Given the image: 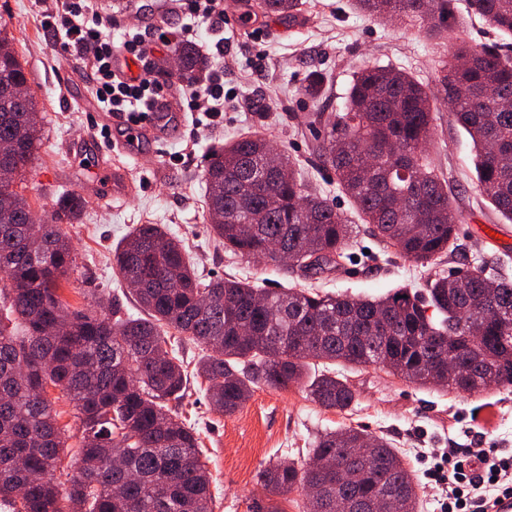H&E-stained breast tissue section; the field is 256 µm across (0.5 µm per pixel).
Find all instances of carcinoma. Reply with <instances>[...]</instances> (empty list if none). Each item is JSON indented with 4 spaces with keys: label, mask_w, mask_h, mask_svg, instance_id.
<instances>
[{
    "label": "carcinoma",
    "mask_w": 512,
    "mask_h": 512,
    "mask_svg": "<svg viewBox=\"0 0 512 512\" xmlns=\"http://www.w3.org/2000/svg\"><path fill=\"white\" fill-rule=\"evenodd\" d=\"M302 0H261L268 16L293 17ZM373 17L422 20L430 39L452 40L453 0H354ZM490 28L512 35V0H471ZM0 23V167L22 177L42 142L44 114L28 87L13 40ZM180 79L194 83L208 67L190 43L177 42ZM440 90L389 65L353 76L345 111L319 147L324 164L383 248L424 267L448 253L461 214L448 180L423 152L432 136L433 104H451L469 134L479 190L512 221V60L497 48L456 44L440 61ZM477 92L461 98L457 92ZM270 146L254 132L213 151L204 169L208 220L224 249L242 258L281 248L296 265L346 256L354 225L301 179L287 154L268 165ZM86 199L63 192L41 223H29L27 198L0 184V297L14 315L0 321V512H212L209 472L194 425L169 402L191 374L209 401L238 411L259 384H305L308 398L344 411L356 401L331 365L384 368L391 359L405 379L457 394L512 387V280L480 266L434 276L414 292L377 298L313 288H257L232 278L201 281L180 241L159 224H138L115 249L118 278L143 315L73 309L59 294L75 266L63 221ZM294 265V266H296ZM289 265L287 269L294 270ZM481 319L472 339L469 324ZM204 355L189 372L169 329ZM456 365L452 372L448 364ZM57 388L75 403L78 450L65 454L64 430L48 397ZM77 465L66 489L52 480L63 463ZM355 500V512L383 494L382 512H417L418 483L391 443L353 427L317 437L306 456L272 461L257 473L267 502L258 512H285L275 498L305 497L302 512H333L309 488Z\"/></svg>",
    "instance_id": "obj_1"
}]
</instances>
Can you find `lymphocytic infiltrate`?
I'll return each instance as SVG.
<instances>
[{
	"label": "lymphocytic infiltrate",
	"mask_w": 512,
	"mask_h": 512,
	"mask_svg": "<svg viewBox=\"0 0 512 512\" xmlns=\"http://www.w3.org/2000/svg\"><path fill=\"white\" fill-rule=\"evenodd\" d=\"M46 28L59 35L62 53L89 57L94 93L110 112H145L163 90L152 75V49L145 34L136 32L122 44L139 61L140 75L119 76L113 65L112 40L102 29L95 0H59L55 13L44 18ZM187 111L208 118L224 110V72L216 70L207 84L183 91ZM431 477L444 488L440 512H490L500 498L512 497V457H498L482 448L465 455L449 450L431 468Z\"/></svg>",
	"instance_id": "f902f5d3"
}]
</instances>
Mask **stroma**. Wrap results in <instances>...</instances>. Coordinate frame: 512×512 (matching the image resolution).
<instances>
[{"label": "stroma", "mask_w": 512, "mask_h": 512, "mask_svg": "<svg viewBox=\"0 0 512 512\" xmlns=\"http://www.w3.org/2000/svg\"><path fill=\"white\" fill-rule=\"evenodd\" d=\"M257 0H224L225 13L244 10L249 22L225 21L219 27L178 13L175 0H97L98 12L114 44L129 29L162 28L155 77L165 92L181 97L174 42L180 29L193 25L196 45L209 61H224V118L190 132L177 115L167 116L169 139L141 140L136 156L113 150L101 129L112 115L97 101L87 64L58 51L43 24L55 0H0V22L14 38L28 85L46 115L44 138L32 169L14 185L37 216L56 207L67 190L83 194L87 204L67 230L77 265L60 285L71 307L98 309L120 298L131 315L139 309L123 294L112 268V251L136 224H160L184 240L191 261L206 279L236 277L261 288H317L333 294L379 297L399 288H418L431 275H455L473 266L512 279V246L483 234L488 225L512 233L478 192L474 150L468 133L447 107L433 114L429 145L435 164L454 190V206L463 221L448 254L437 265L422 267L384 250L367 230H360L350 256L318 274L289 273L256 260L246 261L215 246L204 199L203 172L210 151L224 141L258 128L277 151H288L302 178L340 211L359 223L350 199L339 189L333 170L320 161L317 148L327 123L344 109L355 71L371 64L392 65L437 86L445 44L425 37L407 18L369 17L350 8L348 0H306L298 18L269 17ZM472 45L498 46L512 55V37L470 15L467 0H458L452 22ZM327 76L316 95L305 88L312 75ZM124 169L133 186L130 196L112 201L108 174ZM357 395L347 411L324 409L303 388L256 387L235 414L225 416L210 405L199 379H190L182 403L173 413L194 424L203 441L210 472L213 512H256V474L268 462L297 456L324 431L359 427L388 439L412 466L420 484L419 512H438L440 487L427 477L432 456L451 448L495 447L512 455V390L491 389L459 395L426 388L380 369L338 367Z\"/></svg>", "instance_id": "obj_1"}]
</instances>
